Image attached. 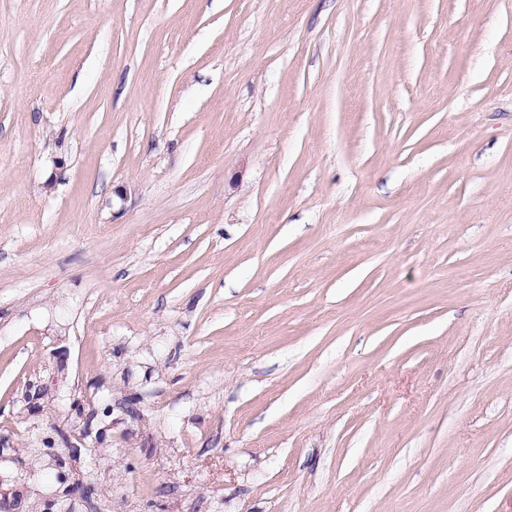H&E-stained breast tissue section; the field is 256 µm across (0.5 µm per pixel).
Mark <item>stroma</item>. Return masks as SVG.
<instances>
[{
    "label": "stroma",
    "mask_w": 512,
    "mask_h": 512,
    "mask_svg": "<svg viewBox=\"0 0 512 512\" xmlns=\"http://www.w3.org/2000/svg\"><path fill=\"white\" fill-rule=\"evenodd\" d=\"M0 512H512V0H0Z\"/></svg>",
    "instance_id": "stroma-1"
}]
</instances>
